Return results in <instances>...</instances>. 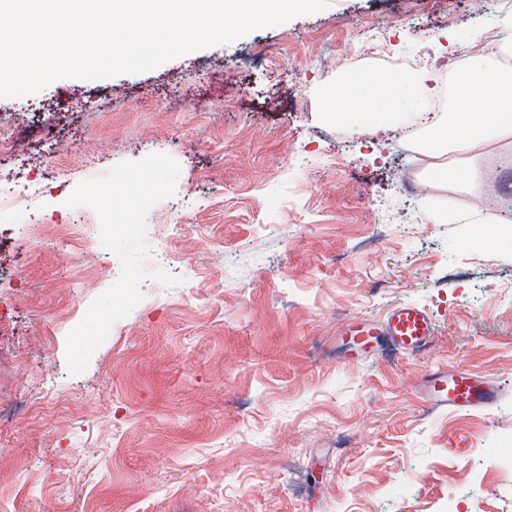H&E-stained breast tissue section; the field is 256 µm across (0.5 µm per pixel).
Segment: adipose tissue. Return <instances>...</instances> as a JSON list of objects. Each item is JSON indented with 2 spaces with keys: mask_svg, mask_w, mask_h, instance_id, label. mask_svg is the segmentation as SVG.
Returning a JSON list of instances; mask_svg holds the SVG:
<instances>
[{
  "mask_svg": "<svg viewBox=\"0 0 512 512\" xmlns=\"http://www.w3.org/2000/svg\"><path fill=\"white\" fill-rule=\"evenodd\" d=\"M436 88L428 70L408 72L400 83L385 93L386 103L378 109L365 106L366 87L354 77H344L332 90L338 121L397 126L426 117L422 148L441 158L454 153L455 164L448 175L464 185L472 181L475 170L470 154L491 140L512 138V71L498 68L493 59L470 60L452 90L449 112L428 114L427 104Z\"/></svg>",
  "mask_w": 512,
  "mask_h": 512,
  "instance_id": "adipose-tissue-1",
  "label": "adipose tissue"
}]
</instances>
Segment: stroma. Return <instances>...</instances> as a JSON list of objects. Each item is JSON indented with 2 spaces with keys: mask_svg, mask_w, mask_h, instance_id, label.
<instances>
[{
  "mask_svg": "<svg viewBox=\"0 0 512 512\" xmlns=\"http://www.w3.org/2000/svg\"><path fill=\"white\" fill-rule=\"evenodd\" d=\"M472 0H329L323 11L152 70L62 78L0 98V190L39 187L0 220V502L15 512H512V170L462 187L405 151L406 128L327 121L355 75L482 53ZM380 25L386 39L363 43ZM162 153L173 196L146 216L143 298L87 370L67 337L121 264L84 180ZM414 304L435 334L347 360V327ZM498 390L478 411L423 405L428 374Z\"/></svg>",
  "mask_w": 512,
  "mask_h": 512,
  "instance_id": "obj_1",
  "label": "stroma"
}]
</instances>
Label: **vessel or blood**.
<instances>
[{
	"label": "vessel or blood",
	"mask_w": 512,
	"mask_h": 512,
	"mask_svg": "<svg viewBox=\"0 0 512 512\" xmlns=\"http://www.w3.org/2000/svg\"><path fill=\"white\" fill-rule=\"evenodd\" d=\"M350 334L362 353L371 351L382 337L401 350L413 352L427 344L433 334V325L424 308L401 304L391 309L382 321L355 326ZM496 396L497 392L490 383L468 371L434 375L419 393L425 405L452 411L487 406Z\"/></svg>",
	"instance_id": "b4317fda"
}]
</instances>
